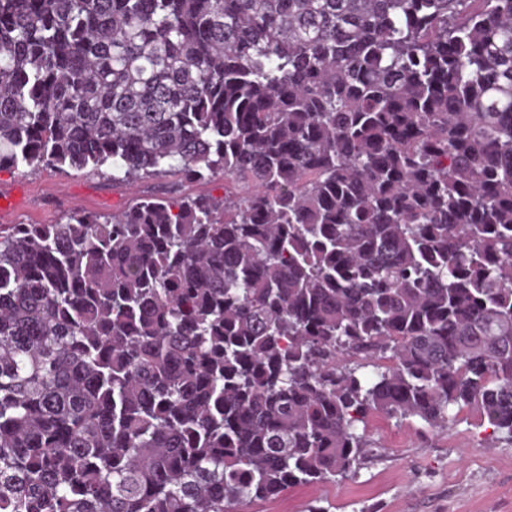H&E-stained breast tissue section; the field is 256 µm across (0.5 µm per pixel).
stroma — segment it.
<instances>
[{
  "label": "stroma",
  "instance_id": "1",
  "mask_svg": "<svg viewBox=\"0 0 512 512\" xmlns=\"http://www.w3.org/2000/svg\"><path fill=\"white\" fill-rule=\"evenodd\" d=\"M200 192L222 196L224 183L177 174L127 182L108 171L0 172V194L10 198L17 224H62L76 207L109 215L148 195ZM367 434L375 447L355 474L290 487L246 512H512V439L474 415L459 414L437 436L415 419L374 417Z\"/></svg>",
  "mask_w": 512,
  "mask_h": 512
}]
</instances>
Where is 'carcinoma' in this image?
Returning <instances> with one entry per match:
<instances>
[{
	"instance_id": "1",
	"label": "carcinoma",
	"mask_w": 512,
	"mask_h": 512,
	"mask_svg": "<svg viewBox=\"0 0 512 512\" xmlns=\"http://www.w3.org/2000/svg\"><path fill=\"white\" fill-rule=\"evenodd\" d=\"M104 166L224 196L0 225V512H242L372 414L512 437V0H0V171Z\"/></svg>"
}]
</instances>
